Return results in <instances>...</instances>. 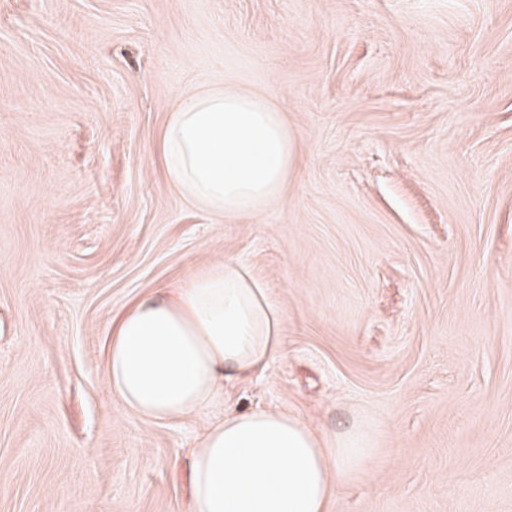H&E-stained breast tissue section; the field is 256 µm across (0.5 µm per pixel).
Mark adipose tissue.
I'll list each match as a JSON object with an SVG mask.
<instances>
[{
	"label": "adipose tissue",
	"mask_w": 512,
	"mask_h": 512,
	"mask_svg": "<svg viewBox=\"0 0 512 512\" xmlns=\"http://www.w3.org/2000/svg\"><path fill=\"white\" fill-rule=\"evenodd\" d=\"M169 184L201 209L241 220L280 199L296 141L281 108L246 88L204 87L178 100L159 139ZM105 368L116 403L169 421L220 404L226 383L282 351L281 318L265 283L228 259L185 286L160 288L110 323ZM357 435L325 451L301 418L270 409L210 423L188 453L186 512H326L335 486L365 466Z\"/></svg>",
	"instance_id": "adipose-tissue-1"
}]
</instances>
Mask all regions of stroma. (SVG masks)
<instances>
[{"instance_id": "stroma-1", "label": "stroma", "mask_w": 512, "mask_h": 512, "mask_svg": "<svg viewBox=\"0 0 512 512\" xmlns=\"http://www.w3.org/2000/svg\"><path fill=\"white\" fill-rule=\"evenodd\" d=\"M261 91L284 199L227 221L174 191L180 96ZM225 259L284 349L204 413L112 399V316ZM372 450L326 512H512V0H0V512H183L230 411Z\"/></svg>"}]
</instances>
